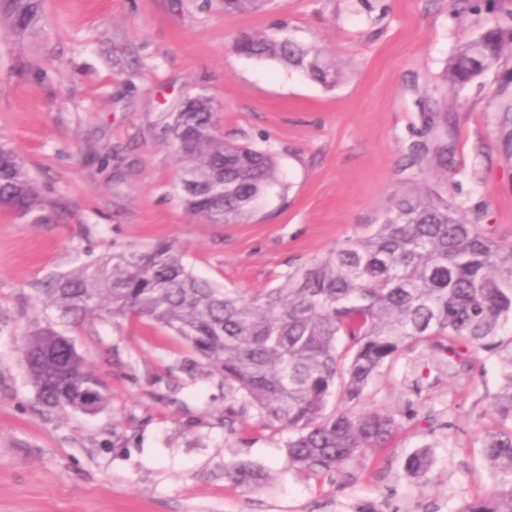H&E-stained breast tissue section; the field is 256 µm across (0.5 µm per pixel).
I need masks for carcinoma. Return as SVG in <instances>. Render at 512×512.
<instances>
[{
  "label": "carcinoma",
  "instance_id": "obj_1",
  "mask_svg": "<svg viewBox=\"0 0 512 512\" xmlns=\"http://www.w3.org/2000/svg\"><path fill=\"white\" fill-rule=\"evenodd\" d=\"M13 28L25 30L36 0H3ZM267 0H224L226 12L262 9ZM237 54L305 70L333 86L335 60L264 33H246ZM512 52V25L499 23L463 41L443 73L461 89ZM187 209L211 224L249 217L280 181L275 153L224 139L209 97L182 106L167 129ZM432 156L448 167V146L415 141L414 165ZM45 201L12 149L0 147V211L43 220ZM41 313L21 334L20 352L39 402L48 409L80 410L82 392L108 398L96 371L77 350L72 333L85 322L147 321L184 340L224 381L227 394L252 408L268 426L288 430V465L303 470L340 468L386 447L397 414L361 410L363 394L383 367L404 353L429 352L441 372L459 380L479 354L497 356L502 384L491 404L502 429L486 436L483 452L496 483L459 512H512V240H495L468 223L447 200L400 192L383 221L293 265L281 282L257 292L224 289L196 276L175 242L81 262L50 279ZM338 405L327 411L330 398ZM426 450L408 457L407 477L431 469ZM225 474L253 489L266 476L228 462Z\"/></svg>",
  "mask_w": 512,
  "mask_h": 512
}]
</instances>
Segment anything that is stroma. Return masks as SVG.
Segmentation results:
<instances>
[{
    "mask_svg": "<svg viewBox=\"0 0 512 512\" xmlns=\"http://www.w3.org/2000/svg\"><path fill=\"white\" fill-rule=\"evenodd\" d=\"M503 18L486 7L457 14L452 0H268L251 13L225 12L224 0H39L18 32L0 8V145L53 206L48 223L0 213V512H455L488 493L493 358L457 382L433 363L414 371L395 359L362 401L397 411L387 447L300 471L288 465L287 432L232 400L165 329L82 325L76 347L110 393L93 416L39 404L18 339L54 274L160 240L183 246L196 275L256 291L381 223L399 192L443 195L488 237L511 238L512 54L463 90L442 80L460 42ZM244 32L322 48L343 78L327 87L238 56ZM200 93L225 138L270 148L281 170L237 224L198 219L182 200L165 130ZM429 110L453 118L444 168L405 157L427 139ZM424 448L431 470L407 478V457ZM230 460L270 482L235 485Z\"/></svg>",
    "mask_w": 512,
    "mask_h": 512,
    "instance_id": "35a3bbf8",
    "label": "stroma"
}]
</instances>
